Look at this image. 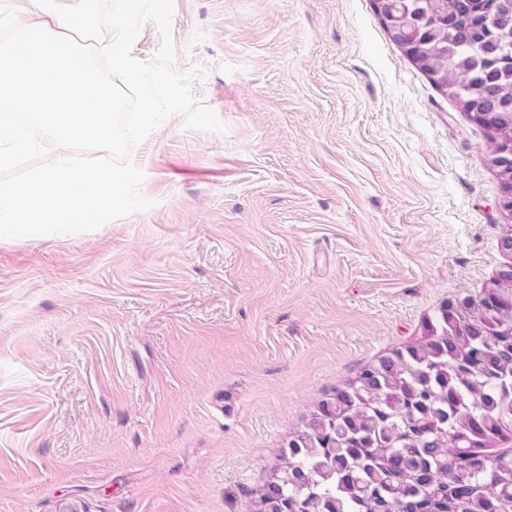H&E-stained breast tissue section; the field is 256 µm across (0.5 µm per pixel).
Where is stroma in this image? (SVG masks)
<instances>
[{"label":"stroma","instance_id":"stroma-1","mask_svg":"<svg viewBox=\"0 0 512 512\" xmlns=\"http://www.w3.org/2000/svg\"><path fill=\"white\" fill-rule=\"evenodd\" d=\"M150 208L0 241V512H253L289 436L512 263L484 127L372 0H173Z\"/></svg>","mask_w":512,"mask_h":512}]
</instances>
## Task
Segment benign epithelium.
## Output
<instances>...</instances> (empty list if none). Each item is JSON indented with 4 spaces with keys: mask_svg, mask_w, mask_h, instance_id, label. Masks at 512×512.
I'll return each mask as SVG.
<instances>
[{
    "mask_svg": "<svg viewBox=\"0 0 512 512\" xmlns=\"http://www.w3.org/2000/svg\"><path fill=\"white\" fill-rule=\"evenodd\" d=\"M467 6L474 17V22L464 31L467 44L476 46L485 42L490 36L487 19L495 5H486L483 0H457ZM375 12L387 26L393 40L406 55H411L413 42L419 35V10L421 4L437 6L441 19V30L446 34L456 32L452 16L448 15L447 0H372ZM497 140L491 144L487 161L498 169L512 168V134L499 131Z\"/></svg>",
    "mask_w": 512,
    "mask_h": 512,
    "instance_id": "7a95c632",
    "label": "benign epithelium"
}]
</instances>
